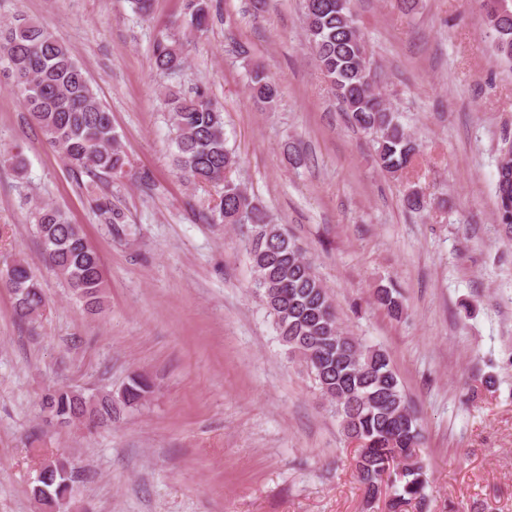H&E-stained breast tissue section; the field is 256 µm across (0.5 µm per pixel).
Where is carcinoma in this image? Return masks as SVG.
Listing matches in <instances>:
<instances>
[{"label": "carcinoma", "instance_id": "obj_1", "mask_svg": "<svg viewBox=\"0 0 512 512\" xmlns=\"http://www.w3.org/2000/svg\"><path fill=\"white\" fill-rule=\"evenodd\" d=\"M494 35L498 60L512 63V8L502 12L498 0H481ZM190 31L202 33L209 24V0H189ZM306 37L317 67L327 78L354 125L373 136L379 169L402 176L420 153V144L377 90L373 62L352 9V0H304ZM154 67L161 74L182 69V46L159 41ZM0 61L7 62L22 103L46 142L77 170L117 175L129 160L112 114L90 84L72 49L37 22L19 18L0 25ZM251 97L262 108L273 106L278 85L259 70L252 71ZM174 130L171 166L194 185H224L214 206L220 224H250L245 243L257 295L272 318L279 340L304 364L314 388L334 408L341 431L357 443L353 469L363 486L367 505L386 498L388 512L427 507V481L419 447L424 438L418 418L403 391L389 354L363 343L338 323L332 298L316 275L303 249L284 226L272 223L264 205L230 178L237 156L224 137V109L207 89L191 95L171 89L164 93ZM498 199H512V158L497 167ZM409 210L424 211L435 199L421 189H407ZM48 266L64 279L90 312L101 309L105 288L101 258L82 228L65 214L42 205L33 213ZM4 285L14 297L21 321H32L45 308L36 276L21 260L8 270ZM375 302L392 317L404 314L397 290L382 287ZM151 392L150 383L134 375L123 387L122 406H138ZM41 402L58 416L79 422L88 412L108 421L116 413L112 396L89 399L58 388ZM73 474L54 460L46 466L34 497L59 499L71 491Z\"/></svg>", "mask_w": 512, "mask_h": 512}]
</instances>
